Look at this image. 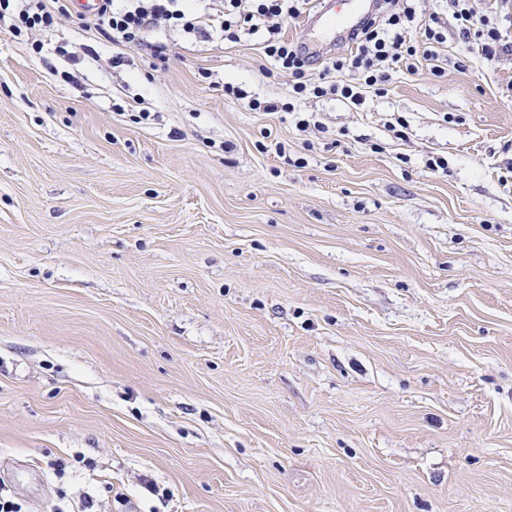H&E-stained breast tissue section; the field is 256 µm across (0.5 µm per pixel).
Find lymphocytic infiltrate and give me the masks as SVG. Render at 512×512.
<instances>
[{
	"label": "lymphocytic infiltrate",
	"instance_id": "obj_1",
	"mask_svg": "<svg viewBox=\"0 0 512 512\" xmlns=\"http://www.w3.org/2000/svg\"><path fill=\"white\" fill-rule=\"evenodd\" d=\"M100 2L98 12L85 18L84 25L111 45L113 62H120L121 51L133 46L164 57L165 45L151 40L152 33L161 29L206 40L217 28L230 42L246 31L261 35L265 56L278 71L291 76L295 95H330L355 103L361 102L363 89L383 86L394 65L420 52L432 56L434 45L444 41L439 19L420 21L411 0H380L377 15L353 37L350 53L327 58L312 77L307 58L281 33L282 20L301 16L311 0H209L202 9L198 0ZM448 7L466 54L485 59L512 54V45L502 41L498 29L477 17L472 0H448ZM70 14L71 0H0V30L18 37L25 31L54 28ZM415 30L420 31L421 42H412L410 34Z\"/></svg>",
	"mask_w": 512,
	"mask_h": 512
}]
</instances>
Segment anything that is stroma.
<instances>
[{"instance_id": "stroma-1", "label": "stroma", "mask_w": 512, "mask_h": 512, "mask_svg": "<svg viewBox=\"0 0 512 512\" xmlns=\"http://www.w3.org/2000/svg\"><path fill=\"white\" fill-rule=\"evenodd\" d=\"M416 7L436 57L359 106L293 99L246 33L119 67L75 16L0 33L1 493L512 512V55L458 67L448 0Z\"/></svg>"}]
</instances>
